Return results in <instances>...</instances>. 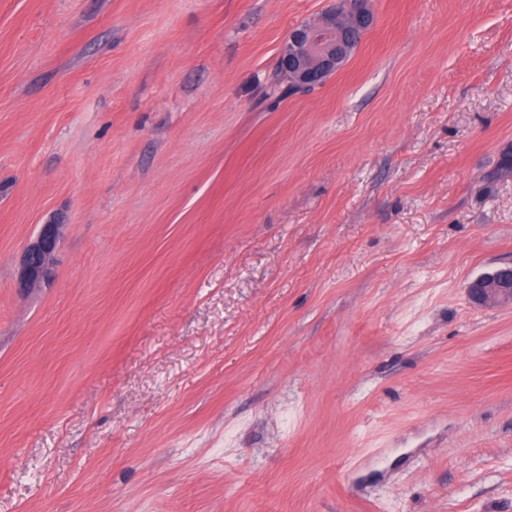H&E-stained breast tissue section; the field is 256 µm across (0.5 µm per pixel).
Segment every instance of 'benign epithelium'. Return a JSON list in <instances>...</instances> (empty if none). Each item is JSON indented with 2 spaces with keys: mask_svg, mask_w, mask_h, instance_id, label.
<instances>
[{
  "mask_svg": "<svg viewBox=\"0 0 512 512\" xmlns=\"http://www.w3.org/2000/svg\"><path fill=\"white\" fill-rule=\"evenodd\" d=\"M371 24L367 0H336L313 23L294 27L279 55V74L299 88L321 84L336 73ZM59 224H42L22 255L18 286L34 288L51 276L60 240ZM478 306L512 305V264L480 276L467 286Z\"/></svg>",
  "mask_w": 512,
  "mask_h": 512,
  "instance_id": "7a95c632",
  "label": "benign epithelium"
}]
</instances>
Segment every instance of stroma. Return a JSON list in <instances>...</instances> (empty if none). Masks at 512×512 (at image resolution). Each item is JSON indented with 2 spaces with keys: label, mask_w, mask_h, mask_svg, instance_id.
I'll return each mask as SVG.
<instances>
[{
  "label": "stroma",
  "mask_w": 512,
  "mask_h": 512,
  "mask_svg": "<svg viewBox=\"0 0 512 512\" xmlns=\"http://www.w3.org/2000/svg\"><path fill=\"white\" fill-rule=\"evenodd\" d=\"M330 5L0 0V512H512V0ZM367 2L336 0L318 21L294 27L280 50L279 74L299 88L321 84L335 74L371 24ZM61 224H41L36 237L25 247L18 278L19 288H34L50 278L58 251ZM467 293L478 306L512 305V264L472 280Z\"/></svg>",
  "instance_id": "obj_1"
}]
</instances>
